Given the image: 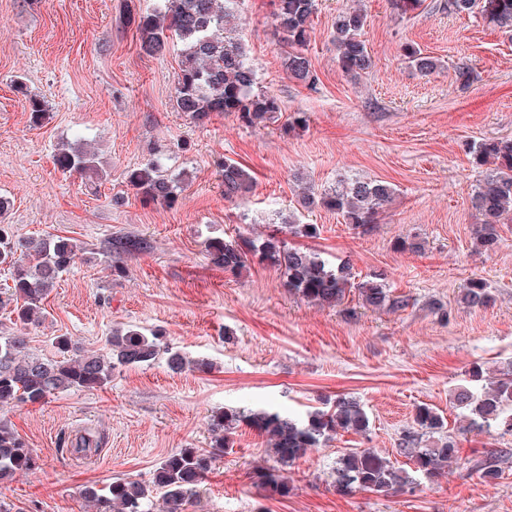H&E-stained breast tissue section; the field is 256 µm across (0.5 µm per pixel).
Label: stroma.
Segmentation results:
<instances>
[{
  "mask_svg": "<svg viewBox=\"0 0 512 512\" xmlns=\"http://www.w3.org/2000/svg\"><path fill=\"white\" fill-rule=\"evenodd\" d=\"M351 2L318 0L306 49L317 80L306 86L286 71L274 0H241L247 55L282 107L247 127L231 115L198 124L177 111V49L144 53L128 22L158 0H0V222L18 238L60 235L84 248L44 299L47 319L28 328L33 352L55 355L59 336L100 351L113 329L135 325L212 364L174 373L159 360L114 371L98 390L0 405V419L39 461L0 483L13 512H90L86 488L150 480L176 450L208 447L214 410L302 416L343 394L363 405L367 435L342 433L308 451L287 470L288 496L258 486L257 470L275 463L242 426L188 512H512V435L463 433L450 403L473 364L492 373L512 362V224L497 251H475L470 199L480 173L466 153L469 142L512 137V38L479 15L448 14L441 0L404 13L390 0H362L374 66L354 81L337 68L332 42ZM408 43L438 59V71L410 67ZM462 59L479 76L466 90L454 72ZM33 96L46 109L38 125ZM297 112L307 125L289 129ZM64 145L94 150L100 175L63 171ZM156 155L182 180L170 207L144 201L126 180ZM227 159L253 177L245 202L224 197ZM343 176L384 180L396 192L365 232L322 208L304 212L302 223L319 227L309 245L331 265L350 263L357 280L385 273L405 307L372 310L354 291L321 307L288 294L274 268L255 263L236 276L210 260V239L271 233L296 210L300 182L320 193ZM407 235L422 240L421 252L394 250ZM118 236L143 247L115 253ZM116 264L125 277H113ZM474 277L494 296L486 308L460 301ZM423 404L446 419L458 463L438 481L418 478L411 492L338 494L332 471L350 449L405 466L397 439ZM82 436L93 448L77 450ZM497 451L502 475L484 482L480 466Z\"/></svg>",
  "mask_w": 512,
  "mask_h": 512,
  "instance_id": "35a3bbf8",
  "label": "stroma"
}]
</instances>
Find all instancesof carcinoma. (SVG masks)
<instances>
[{
    "label": "carcinoma",
    "mask_w": 512,
    "mask_h": 512,
    "mask_svg": "<svg viewBox=\"0 0 512 512\" xmlns=\"http://www.w3.org/2000/svg\"><path fill=\"white\" fill-rule=\"evenodd\" d=\"M150 13L133 15L141 48L148 54L163 51L168 39L180 45V70L175 86L176 109L194 122L203 124L215 114L233 115L242 124L253 127L274 118L281 111L280 99L257 88V74L237 33L238 0H158ZM317 0H276L275 21L279 45L285 53L290 77L310 85L316 76L305 54L312 32ZM442 9L450 14L477 13L499 31L512 36V0H444ZM366 15L362 7L338 13L333 29L336 64L345 75L357 79L372 68V54L364 39ZM404 59L424 76L435 73L438 61L413 44L403 48ZM456 81L463 90L477 79L468 63L455 67ZM473 164L483 168L482 178L471 196V206L481 223L475 225L474 240L485 252L499 248L502 224H512V139L490 138L466 145ZM58 164L80 175L99 173L95 153L74 149L58 155ZM128 184L150 201L171 205L177 201L179 185L164 174L156 159L127 174ZM224 197L242 199L252 176L241 164L224 161ZM394 187L382 180L346 177L316 195L306 189L299 205L306 209L323 208L340 215L354 228L368 230L375 224L384 206L392 199ZM314 238L317 226L301 224L292 214L278 232L263 238L240 236L215 238L208 253L224 271L237 274L252 259L273 267L283 277V287L299 298L319 306L337 307L351 288H357L362 305L373 310L399 309L406 300L394 298L382 274L358 284L352 282L350 264L330 265L311 248L291 246L281 234ZM82 248L70 238L47 236L20 240L9 235L0 224V266L11 271V293L0 299V307L15 303L17 322L28 325L42 314V301L50 288L79 258ZM493 301L488 284L482 278L470 279L460 297L468 308H481ZM108 352L84 350L72 340H56L58 355L44 356L29 349L27 333L0 330V404H41L69 390H97L112 381L118 367L149 366L165 357L168 368L181 372L193 368L211 369L204 359L190 360L162 342V336L147 334L139 327L117 328L107 340ZM470 384L453 391L451 403L464 414L462 430L490 433L499 430L512 434V365L502 377L481 388V366L469 371ZM246 425L266 439L267 451L285 468L315 448H323L342 432L363 435L369 429V417L359 401L338 396L308 412L303 419L288 414L259 410L224 409L210 415V448H182L169 455L153 472L148 482L117 479L107 491H87L95 512H151L153 494L161 493L165 512H187L197 488L213 469L216 453L229 452L234 435ZM445 428L444 418L433 408L420 405L413 422L403 431L398 444L400 454L413 465V472L435 481L446 473L448 464L458 460L456 441L451 436L435 443L430 438ZM37 456L8 423L0 421V480L36 468ZM260 484L274 494L288 495V478L273 473L258 475ZM336 490L344 495L371 490L383 495L414 491L415 482L407 472L392 465L371 448L352 451L336 461L333 470Z\"/></svg>",
    "instance_id": "carcinoma-1"
}]
</instances>
